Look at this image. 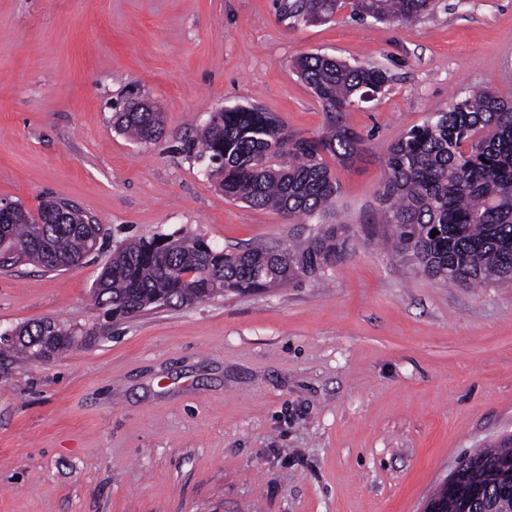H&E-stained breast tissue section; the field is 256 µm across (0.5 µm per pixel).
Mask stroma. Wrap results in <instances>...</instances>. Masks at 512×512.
Masks as SVG:
<instances>
[{"label": "stroma", "instance_id": "1", "mask_svg": "<svg viewBox=\"0 0 512 512\" xmlns=\"http://www.w3.org/2000/svg\"><path fill=\"white\" fill-rule=\"evenodd\" d=\"M308 53L390 77L342 116L364 152L332 162L319 222L225 199L181 150L225 107L318 135L330 116L294 68ZM484 87L512 100V0L295 29L272 0H0V201L64 198L107 233L81 266L0 271V331H88L0 363V512H421L463 458L512 436V284L442 283L362 230L390 145ZM132 93L163 109L154 143L113 125ZM321 222L352 228L324 277L99 327L92 286L119 241L227 250Z\"/></svg>", "mask_w": 512, "mask_h": 512}]
</instances>
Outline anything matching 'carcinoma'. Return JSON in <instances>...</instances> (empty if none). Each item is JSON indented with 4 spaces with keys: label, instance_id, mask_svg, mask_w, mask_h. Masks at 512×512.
Instances as JSON below:
<instances>
[{
    "label": "carcinoma",
    "instance_id": "cac0c4a2",
    "mask_svg": "<svg viewBox=\"0 0 512 512\" xmlns=\"http://www.w3.org/2000/svg\"><path fill=\"white\" fill-rule=\"evenodd\" d=\"M436 7L437 0H274L278 18L293 28L330 22L345 8L359 21L407 23ZM295 66L334 114L324 134L295 137L266 112L231 107L210 113L184 144L187 154L208 162L224 198L290 219L324 213L335 202L339 183L325 156L345 162L363 150V139L339 118L389 81L378 66L315 54L298 57ZM113 118L119 131L141 143L163 135V112L155 103L127 100ZM385 167L381 223L365 226L367 236L383 238L401 260L444 283L469 288L512 281L511 101L487 89L455 99L400 136ZM53 203L41 200L35 215L18 204L0 213V245L46 269H68L94 252L103 227L76 205L61 221ZM433 229L438 235L432 238ZM348 232L346 224H327L288 245L243 251L216 249L199 236L130 240L98 275L94 305L117 323L156 304L183 306L316 279L336 265ZM15 330L22 340L1 347V355L29 358L47 336L77 335L52 319ZM502 460L512 461L509 439L481 464Z\"/></svg>",
    "mask_w": 512,
    "mask_h": 512
}]
</instances>
